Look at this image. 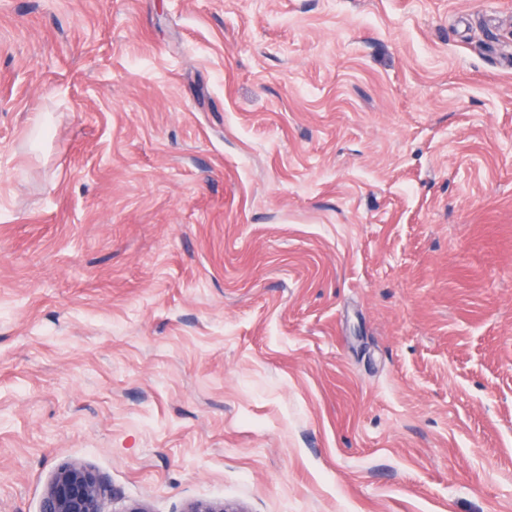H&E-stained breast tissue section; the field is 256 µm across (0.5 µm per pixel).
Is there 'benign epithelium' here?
I'll use <instances>...</instances> for the list:
<instances>
[{"label": "benign epithelium", "instance_id": "7a95c632", "mask_svg": "<svg viewBox=\"0 0 512 512\" xmlns=\"http://www.w3.org/2000/svg\"><path fill=\"white\" fill-rule=\"evenodd\" d=\"M108 485L99 471L74 462L55 471L44 488L40 512H105ZM182 512H244L222 501L197 500Z\"/></svg>", "mask_w": 512, "mask_h": 512}]
</instances>
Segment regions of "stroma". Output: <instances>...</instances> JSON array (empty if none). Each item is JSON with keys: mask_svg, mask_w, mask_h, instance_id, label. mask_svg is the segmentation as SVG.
<instances>
[{"mask_svg": "<svg viewBox=\"0 0 512 512\" xmlns=\"http://www.w3.org/2000/svg\"><path fill=\"white\" fill-rule=\"evenodd\" d=\"M74 460L512 512V0H0V512Z\"/></svg>", "mask_w": 512, "mask_h": 512, "instance_id": "35a3bbf8", "label": "stroma"}]
</instances>
